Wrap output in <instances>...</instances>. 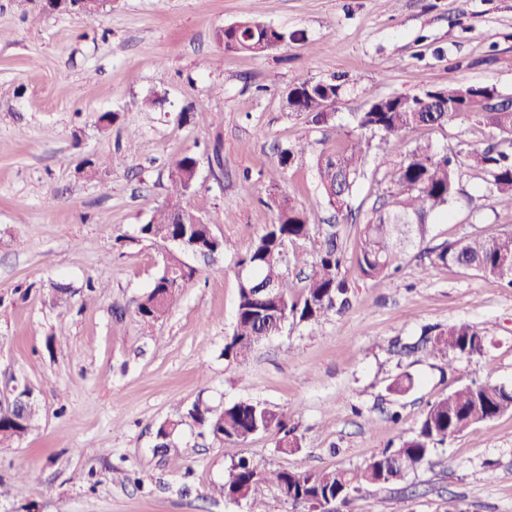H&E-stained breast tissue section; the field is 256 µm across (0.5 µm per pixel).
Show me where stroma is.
<instances>
[{"label":"stroma","mask_w":512,"mask_h":512,"mask_svg":"<svg viewBox=\"0 0 512 512\" xmlns=\"http://www.w3.org/2000/svg\"><path fill=\"white\" fill-rule=\"evenodd\" d=\"M254 19L297 33L266 55L228 53L218 27ZM347 81L336 127L309 124L285 105L304 81ZM512 94V0H112L97 23L0 0V396L29 385L41 409L31 433L0 448V512H248L224 498L230 464L198 428L166 452L159 425L195 401L220 409L256 400L286 413L299 442L257 435L243 454L259 467H357L399 447L430 402L471 382L512 387V287L454 266L429 275V249L512 227V196L462 169L448 216L433 220L402 271L349 275L351 308L308 326L285 323L241 366L224 359L235 322L236 262L261 227L272 186L315 224L337 223L347 256L416 144L461 151L491 143L472 118L388 141L372 137L370 163L335 222L316 158L336 130L378 98L448 85ZM115 114L112 124L101 115ZM308 151L289 170L281 149ZM194 154L198 174L183 204L235 249L204 261L168 315L142 324L137 307L158 275L163 244L138 228L161 207L173 158ZM118 165H111V158ZM103 159L92 177L86 160ZM70 289L57 296L56 285ZM94 298L85 301L87 287ZM471 323L485 334L474 357L440 359L394 348L424 328ZM410 374L402 396L387 385ZM135 474L112 482L111 470ZM32 472L21 480L22 472ZM512 512V411L438 446L405 480L374 487L340 512Z\"/></svg>","instance_id":"stroma-1"}]
</instances>
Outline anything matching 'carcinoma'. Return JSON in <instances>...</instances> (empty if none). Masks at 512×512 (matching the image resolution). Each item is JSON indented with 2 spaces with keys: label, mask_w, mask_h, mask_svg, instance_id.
I'll use <instances>...</instances> for the list:
<instances>
[{
  "label": "carcinoma",
  "mask_w": 512,
  "mask_h": 512,
  "mask_svg": "<svg viewBox=\"0 0 512 512\" xmlns=\"http://www.w3.org/2000/svg\"><path fill=\"white\" fill-rule=\"evenodd\" d=\"M216 42L227 51L267 54L288 40L287 32L255 20H241L219 27ZM499 93L494 86H448L422 89L414 94L374 100L369 111L358 115V134L334 151L321 154L316 168L319 184L328 205L336 212L350 211V197L368 161L370 138H404L424 128L444 126L462 117H473L489 131L512 145V107L493 101ZM345 94L342 83L322 87L305 80L294 85L288 105L306 115L314 125H328L335 120L333 105ZM309 143L300 142L279 153L278 165L289 169L295 157L304 154ZM512 154L491 146L473 147L465 153L435 152L428 145L415 146L405 160L393 168L391 179L396 190L363 224L360 249L347 259L338 243L339 232L327 231L319 241L315 262L304 277L294 281L283 269L288 244L313 237L316 225L310 223L306 210L283 192H273L265 207L270 216H261L263 225L238 265L246 266L247 276L239 279L236 321L232 334L225 339L224 359L245 363L267 338L279 333L278 322L287 317L298 323L319 321L327 312L338 313L351 305L349 285L342 268L351 264L358 276L379 279L400 271L408 251L424 239L431 216L447 209L454 198L457 176L463 166L486 175V182L500 193L512 195ZM195 157L179 155L173 161L171 188L167 202L151 219L139 226L140 238L165 243L185 237L202 243L198 251L208 257L224 253L230 244L213 234L208 224H183L186 208L181 204L192 177ZM434 267L455 266L473 270L485 277L508 280L512 285V232L497 236L470 235L430 251ZM195 274L180 255L165 257L163 269L152 289L138 305L140 322L152 325L169 312L179 289ZM277 283V294L260 290L266 282ZM434 356L471 357L483 350V331L467 323L448 328L445 333L425 339ZM40 404L33 396L24 400L19 411L0 413V447L7 448L22 440L31 430ZM512 410V388L472 382L431 403L415 433L394 449H386L364 465L321 471L261 469L239 455V446L252 437L277 431L278 448L288 453L299 447L288 437L284 414L267 404L239 401L218 411L202 401L192 403L176 421L163 423L157 430L164 448L183 425L194 426L224 448L230 466L224 474V498H252L250 512H265L255 494V485L275 486L294 506L323 509L333 502L344 505L355 493L368 486H388L403 480L410 472L429 462L434 447L472 426L489 422Z\"/></svg>",
  "instance_id": "carcinoma-1"
}]
</instances>
